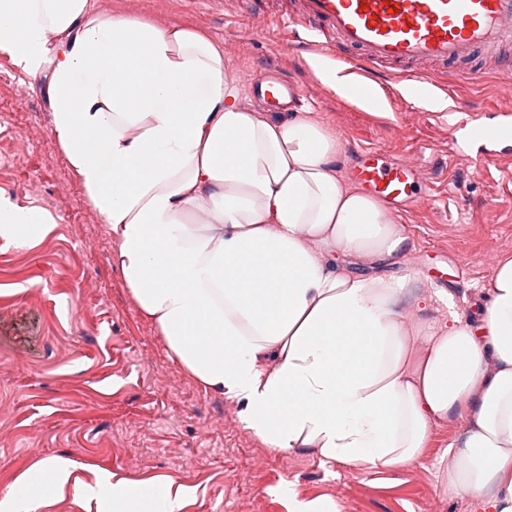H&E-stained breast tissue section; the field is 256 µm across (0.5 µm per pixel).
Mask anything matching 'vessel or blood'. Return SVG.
<instances>
[{
  "instance_id": "vessel-or-blood-1",
  "label": "vessel or blood",
  "mask_w": 512,
  "mask_h": 512,
  "mask_svg": "<svg viewBox=\"0 0 512 512\" xmlns=\"http://www.w3.org/2000/svg\"><path fill=\"white\" fill-rule=\"evenodd\" d=\"M295 0L277 22L304 30L323 56L342 59L344 75L402 72L424 81L430 65L445 66L494 53L512 44V0ZM250 86L265 103L285 112L305 106L301 88L276 68L256 74ZM355 181L387 206L415 203L419 179L409 160L388 162L382 151L363 149Z\"/></svg>"
}]
</instances>
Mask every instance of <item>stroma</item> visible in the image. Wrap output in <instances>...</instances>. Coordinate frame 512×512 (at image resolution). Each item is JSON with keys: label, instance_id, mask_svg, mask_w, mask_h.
<instances>
[{"label": "stroma", "instance_id": "1", "mask_svg": "<svg viewBox=\"0 0 512 512\" xmlns=\"http://www.w3.org/2000/svg\"><path fill=\"white\" fill-rule=\"evenodd\" d=\"M115 16L204 32L231 44L224 73L239 103L251 107L250 80L266 65L287 71L311 99L306 119L341 144L334 163L351 181L363 147L390 161L413 160L422 201L397 213L412 238L402 266L417 278L418 318H470L484 303L498 263L512 258V135L494 142L465 137L471 126L512 112L486 58L433 72L441 110L382 75L377 107L336 92L323 77L341 60L299 52L240 0H91ZM41 80L0 52V199L48 214L46 235L19 247L0 238V494L35 460L62 457L92 481V468L120 476L166 475L195 488L186 512H288L283 482L300 499L334 503L338 512H473L469 496L447 490L445 448L458 421L434 426L415 461L391 469L321 462L307 448L275 453L244 430L236 403L204 391L167 354L112 265V235L94 213L52 136ZM41 188L29 192L30 180ZM91 287H84V280ZM448 294L452 307L439 301Z\"/></svg>", "mask_w": 512, "mask_h": 512}]
</instances>
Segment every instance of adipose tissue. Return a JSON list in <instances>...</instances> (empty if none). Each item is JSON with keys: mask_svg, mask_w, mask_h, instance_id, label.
<instances>
[{"mask_svg": "<svg viewBox=\"0 0 512 512\" xmlns=\"http://www.w3.org/2000/svg\"><path fill=\"white\" fill-rule=\"evenodd\" d=\"M0 51L42 79L50 132L169 358L235 401L244 430L274 452L377 469L415 460L457 418L448 487L512 512V258L479 324H409L414 276L393 271L412 246L403 226L341 180L331 131L239 105L206 35L90 0H0ZM49 229L0 204V236L25 246ZM72 471L37 460L0 512H42L68 488L83 512H185L195 496L170 478Z\"/></svg>", "mask_w": 512, "mask_h": 512, "instance_id": "obj_1", "label": "adipose tissue"}]
</instances>
